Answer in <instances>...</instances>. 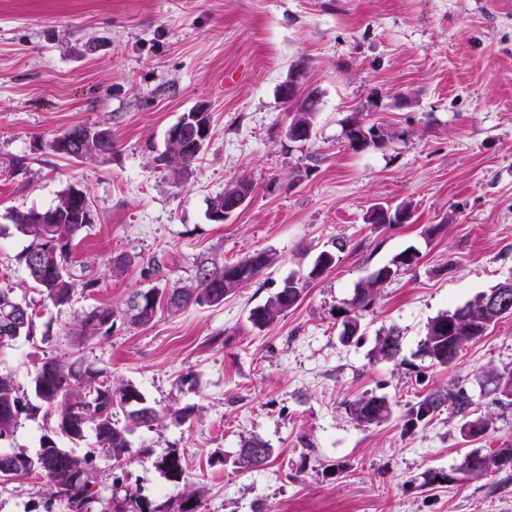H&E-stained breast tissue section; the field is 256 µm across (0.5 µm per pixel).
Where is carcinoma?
<instances>
[{"label":"carcinoma","instance_id":"carcinoma-1","mask_svg":"<svg viewBox=\"0 0 512 512\" xmlns=\"http://www.w3.org/2000/svg\"><path fill=\"white\" fill-rule=\"evenodd\" d=\"M320 98L305 97L299 102L288 103L293 110L292 122L302 128V134L296 141L310 139L308 131L315 129L319 113ZM83 131L75 127L54 137L49 149L56 155L75 159L79 150H84V158L95 159L112 153V136L110 131L100 129L93 138L79 147L73 136ZM348 140L353 147L374 146L382 148L391 139V134L378 128V137L367 142L358 131L349 129ZM208 142L206 137H188L184 146L167 143L166 151L156 157L169 174L173 183L178 184L190 167L195 164ZM252 193V184L247 180H238L225 186L224 192L211 198L207 207L208 219L212 222L224 221V196L234 195L239 191ZM92 204L86 192L68 187L61 194L58 202L46 209L13 211L9 215L11 224L22 235L27 245L18 256V262L27 273L28 278L40 288L45 298L57 306L71 301L76 288L85 290L97 287L98 281L92 278H78L73 269L74 252L77 238L90 223ZM419 253L407 248L396 254L389 262L394 272L407 270L417 263ZM275 263V257L259 251L244 258L236 264L213 265L198 268L195 282L172 288H150L138 291L131 299L144 302L142 315L134 320L137 325H146L156 316L161 305L171 312L184 309L189 305L219 306L224 297L231 295L253 280ZM336 263V254L321 251L312 267L305 274L290 276L286 279L288 287L279 289L265 303L252 308L249 320L253 327L261 330L275 323L288 310L300 301L310 282L318 279ZM385 267H380L368 277L358 282L345 310L342 327H352V335L341 334V338L359 339L362 336L360 312L365 311L377 297L384 283L380 274ZM484 293H479L472 300L453 311L441 313L428 324L424 339L420 342V351L434 365H446L448 356H457L461 349L483 335L486 330L500 319L512 315V296L509 297L507 312H491L482 305ZM116 312L110 306H96L79 316L71 336L73 350H78L86 342L110 333ZM36 326L33 308L18 300L11 289H0V336L10 338L25 337L30 339ZM400 334L389 331L377 341V353L385 359L396 358L401 351ZM493 385L495 401L509 399L512 405V392L507 393L502 385H512V373H495L489 376ZM35 400H30L20 393L14 377L0 374V439L11 436L21 415L28 417L42 416V419L54 422L53 433L61 434L74 444L85 438L87 430L94 431L97 448L83 454H76L58 445L56 439L45 435L40 442V450L34 456L22 452L0 453V463L8 459L13 467L11 479L16 480L31 475L30 468L40 466L44 469L42 478L46 479L51 498L63 503L67 512H89V505L94 502L96 491L94 474L89 472L81 483L72 485L74 472L94 467L95 456L103 452L112 458L114 467L123 465L125 453L129 448L127 435L139 425H151L160 420L159 413L147 405L144 394L133 384L114 383L104 370L84 364L80 359L70 357L62 360L58 357H46L37 368L33 378ZM450 403L462 413L469 409L471 399L462 390L447 394H428L416 402L410 409L409 424L426 420L434 416L445 403ZM352 415L365 425L379 424L386 420L391 408L383 397L371 396L357 399L349 405ZM126 413L127 424L118 426L114 421V410ZM258 448L261 459H255L251 450ZM271 454L263 441L251 439L242 445L236 465L248 470L267 461ZM512 465V448H499L489 455L470 453L465 457V467L471 473H481L495 466L506 468ZM156 466L171 478L182 477L184 468L182 458L175 452L168 453L156 461ZM204 489L190 485L187 487L179 512H198ZM113 512H153L149 502L142 499L138 491L127 489L123 496L112 497Z\"/></svg>","mask_w":512,"mask_h":512}]
</instances>
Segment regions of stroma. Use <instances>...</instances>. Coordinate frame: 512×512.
Returning a JSON list of instances; mask_svg holds the SVG:
<instances>
[{
	"label": "stroma",
	"mask_w": 512,
	"mask_h": 512,
	"mask_svg": "<svg viewBox=\"0 0 512 512\" xmlns=\"http://www.w3.org/2000/svg\"><path fill=\"white\" fill-rule=\"evenodd\" d=\"M299 61L321 99L304 142L286 137L278 96ZM199 104L212 134L174 186L155 158ZM355 117L390 142L352 147ZM79 125L110 129L111 155L49 150ZM241 179L253 185L245 206L209 221V199ZM71 186L94 214L76 271L99 284L56 306L19 266L25 241L6 215L54 205ZM377 204L410 205L411 219L369 223ZM410 246L417 264L383 284L361 342L342 343L355 284ZM258 250L275 264L222 305L161 310L140 326L120 318L86 343L87 362L134 384L161 415L130 435L121 469L98 458L91 512H110L118 477L157 512H177L190 484L206 490L202 512H512V468H463L469 453L512 448V405L483 383L487 368L512 372V316L450 364L419 351L432 318L512 278V0H0V289L38 313L33 340L0 343V373L31 392L41 359L69 353L84 311L122 310L134 291ZM323 250L337 251L335 266L254 329L250 310ZM391 328L401 351L387 360L375 342ZM458 388L469 410L447 405L408 426L415 402ZM369 395L387 399V420L350 413ZM476 419L486 431L464 436ZM250 438L271 455L243 470L235 459ZM172 450L179 479L155 466ZM64 510L43 479L0 483V512Z\"/></svg>",
	"instance_id": "1"
}]
</instances>
